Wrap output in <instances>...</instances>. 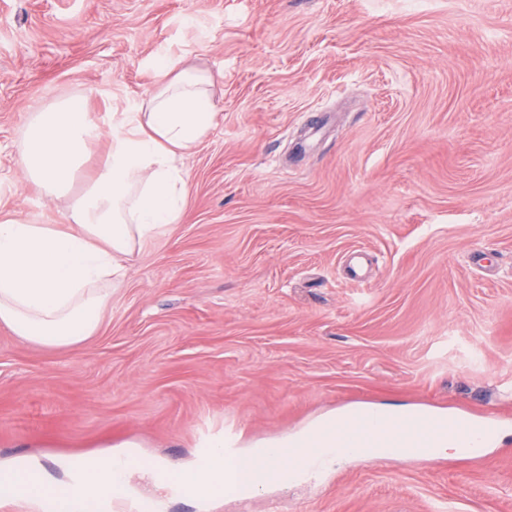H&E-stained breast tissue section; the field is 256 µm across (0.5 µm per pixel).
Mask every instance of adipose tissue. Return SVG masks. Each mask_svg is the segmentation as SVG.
Listing matches in <instances>:
<instances>
[{"label":"adipose tissue","mask_w":512,"mask_h":512,"mask_svg":"<svg viewBox=\"0 0 512 512\" xmlns=\"http://www.w3.org/2000/svg\"><path fill=\"white\" fill-rule=\"evenodd\" d=\"M156 86L126 112L99 123L73 95L27 113L16 163L27 184L68 201L64 225L0 221V324L44 347L93 336L138 246L181 223L189 194L185 158L217 121L214 77L185 57L156 66ZM108 149L82 189L91 146ZM136 467L127 454L87 459L81 483L55 485L0 470V490L52 501L54 512H99L124 497Z\"/></svg>","instance_id":"ef3b65f1"}]
</instances>
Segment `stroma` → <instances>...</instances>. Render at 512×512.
Returning a JSON list of instances; mask_svg holds the SVG:
<instances>
[{
  "instance_id": "1",
  "label": "stroma",
  "mask_w": 512,
  "mask_h": 512,
  "mask_svg": "<svg viewBox=\"0 0 512 512\" xmlns=\"http://www.w3.org/2000/svg\"><path fill=\"white\" fill-rule=\"evenodd\" d=\"M163 55L216 79L184 221L87 340L0 324V467L471 408L500 428L477 467L350 458L206 502L141 475L112 512H512V0H0V217L66 221L16 165L28 108L127 111Z\"/></svg>"
}]
</instances>
